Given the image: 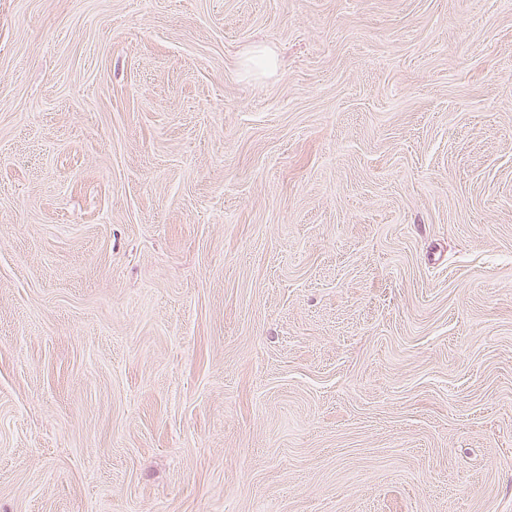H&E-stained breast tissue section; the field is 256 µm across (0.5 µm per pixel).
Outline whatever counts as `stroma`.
Wrapping results in <instances>:
<instances>
[{
  "label": "stroma",
  "instance_id": "1",
  "mask_svg": "<svg viewBox=\"0 0 512 512\" xmlns=\"http://www.w3.org/2000/svg\"><path fill=\"white\" fill-rule=\"evenodd\" d=\"M0 512H512V0H0Z\"/></svg>",
  "mask_w": 512,
  "mask_h": 512
}]
</instances>
